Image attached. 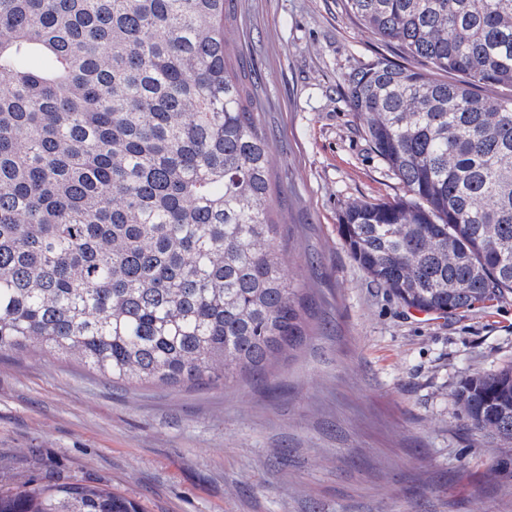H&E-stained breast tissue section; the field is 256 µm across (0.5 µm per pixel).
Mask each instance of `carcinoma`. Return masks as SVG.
I'll return each instance as SVG.
<instances>
[{
    "instance_id": "obj_1",
    "label": "carcinoma",
    "mask_w": 512,
    "mask_h": 512,
    "mask_svg": "<svg viewBox=\"0 0 512 512\" xmlns=\"http://www.w3.org/2000/svg\"><path fill=\"white\" fill-rule=\"evenodd\" d=\"M237 0H0V353L70 356L114 384L263 377L306 336L274 222ZM429 71L381 57L346 103L403 185L356 202L354 262L408 308L512 297V0H343ZM512 478V365L453 391ZM0 512H140L82 483L0 495Z\"/></svg>"
}]
</instances>
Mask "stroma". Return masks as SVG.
Wrapping results in <instances>:
<instances>
[{
    "label": "stroma",
    "mask_w": 512,
    "mask_h": 512,
    "mask_svg": "<svg viewBox=\"0 0 512 512\" xmlns=\"http://www.w3.org/2000/svg\"><path fill=\"white\" fill-rule=\"evenodd\" d=\"M226 36L255 73L308 339L265 380L175 389L0 353V493L81 482L142 512H512V479L487 480V440L449 395L512 363V298L419 314L340 233L352 203L405 193L344 100L354 69L398 48L341 0H238Z\"/></svg>",
    "instance_id": "1"
}]
</instances>
